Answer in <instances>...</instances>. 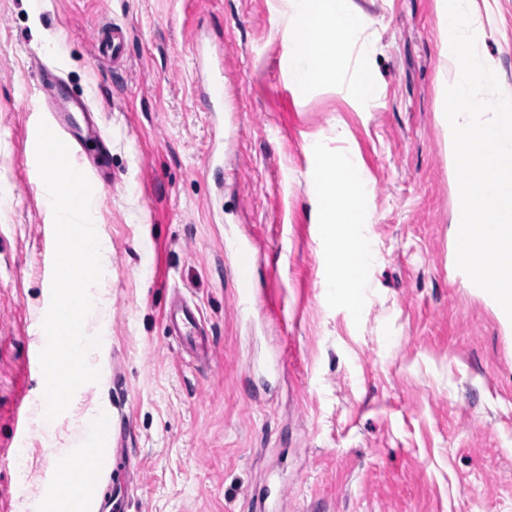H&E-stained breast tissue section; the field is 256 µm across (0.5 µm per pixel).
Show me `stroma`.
<instances>
[{
    "instance_id": "stroma-1",
    "label": "stroma",
    "mask_w": 512,
    "mask_h": 512,
    "mask_svg": "<svg viewBox=\"0 0 512 512\" xmlns=\"http://www.w3.org/2000/svg\"><path fill=\"white\" fill-rule=\"evenodd\" d=\"M350 6L376 47L367 107L346 88L295 94L283 0H0V512H28L59 460L32 437L16 464L53 274L27 136L46 67L102 114L88 153L107 179L93 216L110 246L105 371L56 426L68 441L106 406L118 463L102 493L123 512H512V321L456 266L433 0ZM475 9L512 90V0ZM110 22L128 31L118 69L93 58ZM54 40L64 53L45 52ZM201 45L224 63L214 118ZM314 143L355 154L367 179L377 260L354 310L327 288ZM231 235L254 244L267 306L251 319L235 310ZM176 294L200 308L209 357L167 333Z\"/></svg>"
}]
</instances>
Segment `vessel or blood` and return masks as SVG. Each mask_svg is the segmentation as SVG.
<instances>
[{"label":"vessel or blood","instance_id":"vessel-or-blood-1","mask_svg":"<svg viewBox=\"0 0 512 512\" xmlns=\"http://www.w3.org/2000/svg\"><path fill=\"white\" fill-rule=\"evenodd\" d=\"M127 34L118 24L109 23L95 30L92 47L95 56L107 58L112 63H122L125 55ZM42 91L50 97L54 105L46 115L45 121L52 131L68 146L70 152L79 148L90 139L98 136L99 131L92 113L84 99L75 98L63 92L59 84L46 82ZM225 253L236 260L235 286L233 294L238 313H253L260 299L254 292L253 266L255 256L249 245L240 239H231L224 243ZM165 323L176 336L185 340L196 352H207L205 329L195 309L183 300H176L165 311Z\"/></svg>","mask_w":512,"mask_h":512}]
</instances>
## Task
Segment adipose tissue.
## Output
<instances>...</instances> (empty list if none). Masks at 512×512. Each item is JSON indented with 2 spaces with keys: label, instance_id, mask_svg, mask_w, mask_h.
Listing matches in <instances>:
<instances>
[{
  "label": "adipose tissue",
  "instance_id": "obj_1",
  "mask_svg": "<svg viewBox=\"0 0 512 512\" xmlns=\"http://www.w3.org/2000/svg\"><path fill=\"white\" fill-rule=\"evenodd\" d=\"M288 4L294 90L305 95L317 85L337 82L343 53L353 46L357 49V61L351 93L361 103H372L374 48L357 42L365 18L350 8L349 0H288ZM309 153V176L318 191L327 229L329 262L334 270L328 286L337 300L353 308L366 296L369 271L376 259L368 234L371 219L366 209L367 182L353 156H330L315 144L310 146Z\"/></svg>",
  "mask_w": 512,
  "mask_h": 512
}]
</instances>
